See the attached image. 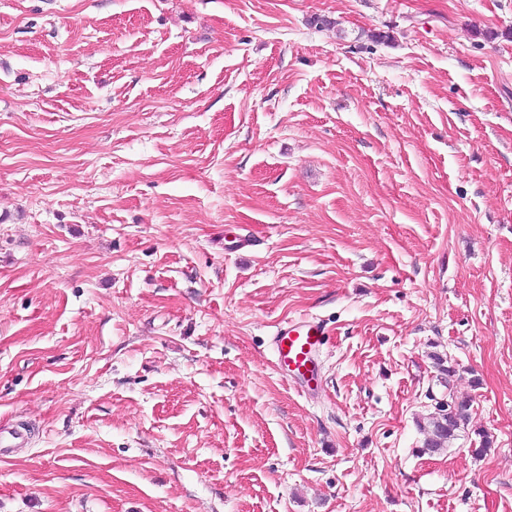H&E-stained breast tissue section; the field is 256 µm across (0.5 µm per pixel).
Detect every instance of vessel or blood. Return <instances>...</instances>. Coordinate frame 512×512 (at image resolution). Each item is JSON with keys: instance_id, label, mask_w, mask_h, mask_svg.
I'll return each mask as SVG.
<instances>
[{"instance_id": "b4317fda", "label": "vessel or blood", "mask_w": 512, "mask_h": 512, "mask_svg": "<svg viewBox=\"0 0 512 512\" xmlns=\"http://www.w3.org/2000/svg\"><path fill=\"white\" fill-rule=\"evenodd\" d=\"M323 323L315 318H300L280 326L274 336L276 363L289 382L302 388L318 381L317 355L325 343Z\"/></svg>"}]
</instances>
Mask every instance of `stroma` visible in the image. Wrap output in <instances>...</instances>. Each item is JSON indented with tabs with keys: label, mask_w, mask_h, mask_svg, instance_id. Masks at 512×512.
<instances>
[{
	"label": "stroma",
	"mask_w": 512,
	"mask_h": 512,
	"mask_svg": "<svg viewBox=\"0 0 512 512\" xmlns=\"http://www.w3.org/2000/svg\"><path fill=\"white\" fill-rule=\"evenodd\" d=\"M14 429L0 512H512V0H0ZM325 326L316 318H300L280 326L274 336L277 366L301 389H318L317 355L325 344ZM316 383L315 388L312 382ZM439 412H435L428 418L426 422H419L420 430L425 434L422 451L436 452L447 448L448 443L455 439L456 432L460 429L461 421L465 419L466 406L463 402L454 403L440 402L438 405Z\"/></svg>",
	"instance_id": "stroma-1"
}]
</instances>
